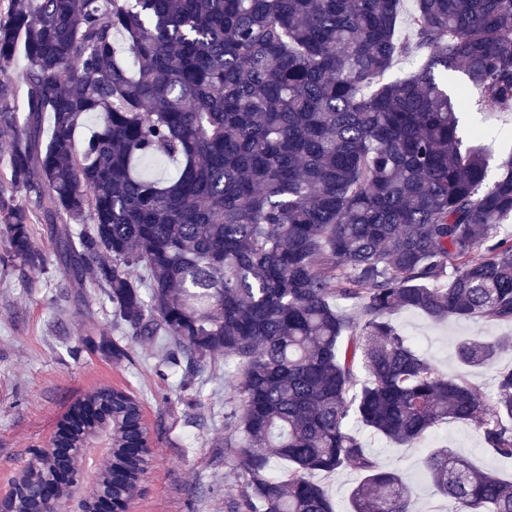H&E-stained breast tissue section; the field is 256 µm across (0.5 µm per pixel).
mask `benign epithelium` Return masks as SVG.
I'll list each match as a JSON object with an SVG mask.
<instances>
[{"mask_svg": "<svg viewBox=\"0 0 512 512\" xmlns=\"http://www.w3.org/2000/svg\"><path fill=\"white\" fill-rule=\"evenodd\" d=\"M52 452L50 448H31L16 471L8 491L0 494V512H33V501L39 502V512H71L72 503L92 500L96 508L109 509L112 493L107 488L94 484L89 486L81 474L68 471L67 479L60 478V468L49 472L41 485V494L34 495L33 484L23 474L41 469L42 459Z\"/></svg>", "mask_w": 512, "mask_h": 512, "instance_id": "obj_1", "label": "benign epithelium"}]
</instances>
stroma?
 Here are the masks:
<instances>
[{
  "instance_id": "35a3bbf8",
  "label": "stroma",
  "mask_w": 512,
  "mask_h": 512,
  "mask_svg": "<svg viewBox=\"0 0 512 512\" xmlns=\"http://www.w3.org/2000/svg\"><path fill=\"white\" fill-rule=\"evenodd\" d=\"M470 117L489 130L486 146L494 156L512 148V104L477 103ZM30 229L47 261L45 270L0 259V490L27 449L48 447L74 402L109 385L140 398L153 442V466L130 512H231V498L245 490L237 460L224 456V400L237 384L233 367L216 357L199 390L181 387V374L174 370L159 377L157 343L125 335L112 319L104 290L90 276L78 281L59 270L52 225L37 218ZM393 321L439 371L463 376L480 397L492 394V374L459 364L460 340L499 342L497 367L512 369V323L452 319L438 324L413 311L398 312ZM92 327L122 346L125 358L117 361L87 346L84 338ZM362 439L411 489L414 512H448L423 468L427 448L447 447L480 469L512 476V462L489 454L479 433L457 422L441 424L424 449L396 446L370 430Z\"/></svg>"
}]
</instances>
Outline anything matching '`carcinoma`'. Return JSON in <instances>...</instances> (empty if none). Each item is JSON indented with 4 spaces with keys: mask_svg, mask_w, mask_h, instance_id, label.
Here are the masks:
<instances>
[{
    "mask_svg": "<svg viewBox=\"0 0 512 512\" xmlns=\"http://www.w3.org/2000/svg\"><path fill=\"white\" fill-rule=\"evenodd\" d=\"M403 2L8 0L0 14V69L27 60L23 100L0 83L10 178L63 222L60 265L95 276L127 335L167 339L160 366L194 378L220 354L234 365L235 512H335L315 475L339 469L362 476L350 512H411L360 428L415 447L459 422L512 460V369L482 399L389 319L512 322V234L498 233L512 220V152L493 159L464 125L474 90L512 102V0ZM412 55L424 63L390 77ZM89 112L99 123L79 144ZM155 157L176 174L145 173ZM32 218L0 204L8 257L42 271ZM85 342L125 355L107 336ZM500 351L464 340L456 355L491 368ZM102 439L112 466L99 483L125 510L152 454L128 390L85 396L55 435L58 448ZM274 457L288 471L273 474ZM427 471L448 512H512V481L446 448Z\"/></svg>",
    "mask_w": 512,
    "mask_h": 512,
    "instance_id": "obj_1",
    "label": "carcinoma"
}]
</instances>
